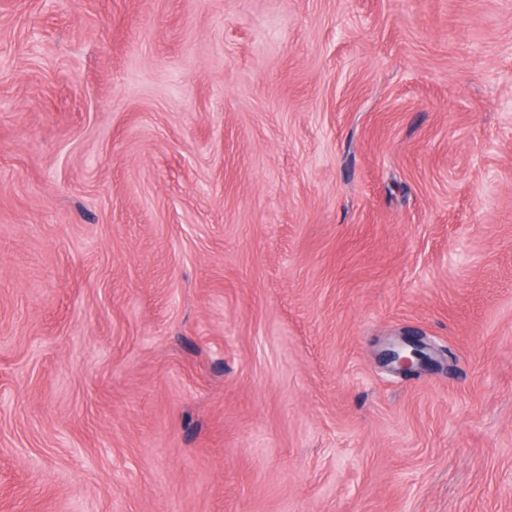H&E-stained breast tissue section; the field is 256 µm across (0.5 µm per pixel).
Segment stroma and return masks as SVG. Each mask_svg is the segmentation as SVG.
I'll use <instances>...</instances> for the list:
<instances>
[{
  "instance_id": "obj_1",
  "label": "stroma",
  "mask_w": 512,
  "mask_h": 512,
  "mask_svg": "<svg viewBox=\"0 0 512 512\" xmlns=\"http://www.w3.org/2000/svg\"><path fill=\"white\" fill-rule=\"evenodd\" d=\"M0 512H512V0H0ZM429 346L423 336L404 335L390 343L383 355L395 373L406 376L433 363Z\"/></svg>"
}]
</instances>
